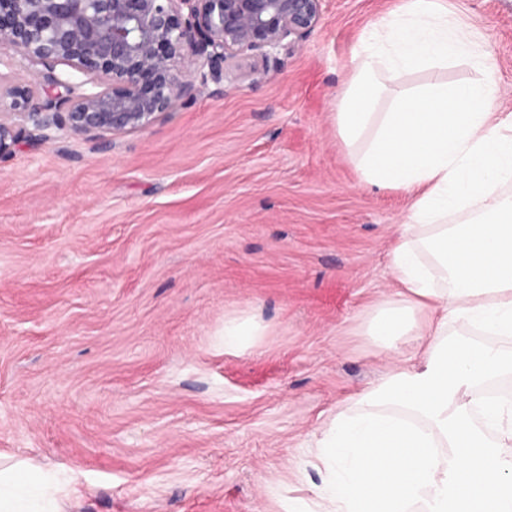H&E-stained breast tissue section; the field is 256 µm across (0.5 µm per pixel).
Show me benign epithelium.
Listing matches in <instances>:
<instances>
[{
  "instance_id": "obj_1",
  "label": "benign epithelium",
  "mask_w": 512,
  "mask_h": 512,
  "mask_svg": "<svg viewBox=\"0 0 512 512\" xmlns=\"http://www.w3.org/2000/svg\"><path fill=\"white\" fill-rule=\"evenodd\" d=\"M324 0H0L2 54L42 67L44 95L0 73V159L27 126L99 138L142 131L209 83L237 82L295 47Z\"/></svg>"
}]
</instances>
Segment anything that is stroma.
Instances as JSON below:
<instances>
[{
    "mask_svg": "<svg viewBox=\"0 0 512 512\" xmlns=\"http://www.w3.org/2000/svg\"><path fill=\"white\" fill-rule=\"evenodd\" d=\"M512 113V0H445ZM402 0L319 25L223 92L104 142L0 160V454L74 477L62 512H280L307 447L387 365L364 321L394 288L410 194L365 185L336 132L351 50ZM480 76L459 60L406 87ZM268 328L225 351L224 318Z\"/></svg>",
    "mask_w": 512,
    "mask_h": 512,
    "instance_id": "stroma-1",
    "label": "stroma"
}]
</instances>
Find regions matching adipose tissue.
Wrapping results in <instances>:
<instances>
[{"mask_svg":"<svg viewBox=\"0 0 512 512\" xmlns=\"http://www.w3.org/2000/svg\"><path fill=\"white\" fill-rule=\"evenodd\" d=\"M456 60L480 79L401 90L409 68ZM351 63L338 134L365 184L413 196L397 288L366 321L390 362L321 429L312 502L282 512H512V394L482 391L512 377V113L473 28L437 0H408ZM0 512H61L59 489L31 461L0 465Z\"/></svg>","mask_w":512,"mask_h":512,"instance_id":"ef3b65f1","label":"adipose tissue"}]
</instances>
